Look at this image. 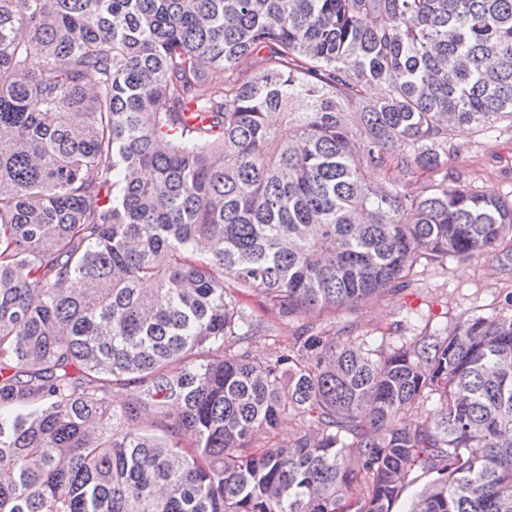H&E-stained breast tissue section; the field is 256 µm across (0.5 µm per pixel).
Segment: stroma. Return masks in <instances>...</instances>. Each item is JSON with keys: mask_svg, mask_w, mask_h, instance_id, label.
<instances>
[{"mask_svg": "<svg viewBox=\"0 0 512 512\" xmlns=\"http://www.w3.org/2000/svg\"><path fill=\"white\" fill-rule=\"evenodd\" d=\"M448 152V174L478 191L512 195V123L498 121L490 129L474 132L471 126L454 129ZM512 289V275L493 269L491 256L465 261L452 259L446 266H418L408 288L388 291L353 309L299 316L282 325L277 313L256 294L244 296L248 310L260 317L276 342L291 330L311 325L340 344L374 347L392 336L394 321L414 311L412 328L449 331L460 316L487 315L498 310L500 295Z\"/></svg>", "mask_w": 512, "mask_h": 512, "instance_id": "35a3bbf8", "label": "stroma"}]
</instances>
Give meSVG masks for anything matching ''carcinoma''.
<instances>
[{
  "label": "carcinoma",
  "instance_id": "carcinoma-1",
  "mask_svg": "<svg viewBox=\"0 0 512 512\" xmlns=\"http://www.w3.org/2000/svg\"><path fill=\"white\" fill-rule=\"evenodd\" d=\"M501 118L512 0H0V512H395L422 477L407 512H512V312L261 356L238 296L512 274V199L447 168ZM307 426L308 425L304 423L301 418L292 413H288L281 419L276 433H274L271 438L261 439L259 444L265 445L268 443L269 446L279 444L294 437L295 435H298L299 433H302L303 431H307Z\"/></svg>",
  "mask_w": 512,
  "mask_h": 512
}]
</instances>
